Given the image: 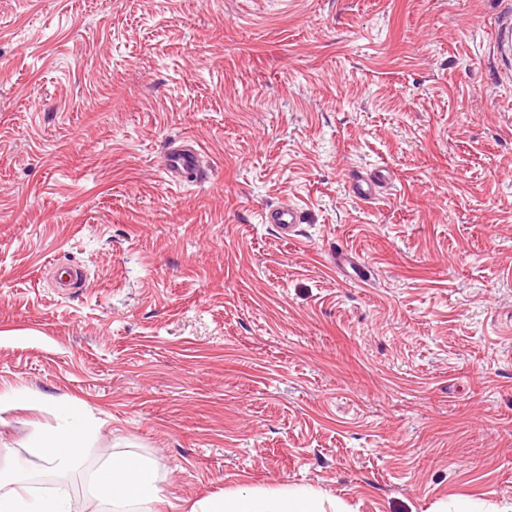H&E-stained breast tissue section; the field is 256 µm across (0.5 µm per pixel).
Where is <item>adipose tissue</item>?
Here are the masks:
<instances>
[{"mask_svg": "<svg viewBox=\"0 0 512 512\" xmlns=\"http://www.w3.org/2000/svg\"><path fill=\"white\" fill-rule=\"evenodd\" d=\"M59 424L35 434L28 452L44 469L67 475L91 454L94 427L81 409L63 406ZM161 464L135 454L107 453L88 477L90 494L103 512H156L161 500ZM0 512H72L66 491L39 493L21 477L0 476ZM190 512H325L318 492L306 486L280 485L257 491H235L196 500Z\"/></svg>", "mask_w": 512, "mask_h": 512, "instance_id": "obj_1", "label": "adipose tissue"}]
</instances>
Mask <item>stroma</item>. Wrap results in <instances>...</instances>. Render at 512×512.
<instances>
[{
  "instance_id": "obj_1",
  "label": "stroma",
  "mask_w": 512,
  "mask_h": 512,
  "mask_svg": "<svg viewBox=\"0 0 512 512\" xmlns=\"http://www.w3.org/2000/svg\"><path fill=\"white\" fill-rule=\"evenodd\" d=\"M509 11L0 0V392L28 395L0 468L72 404L93 447L159 460L170 500L512 512ZM186 133L209 182L161 168ZM280 202L296 238L262 221ZM385 178L383 171L370 175H358L351 182V191L355 198L367 200L374 197L377 193L379 183ZM189 512H326L319 493L306 486L280 485L235 491L196 500Z\"/></svg>"
}]
</instances>
